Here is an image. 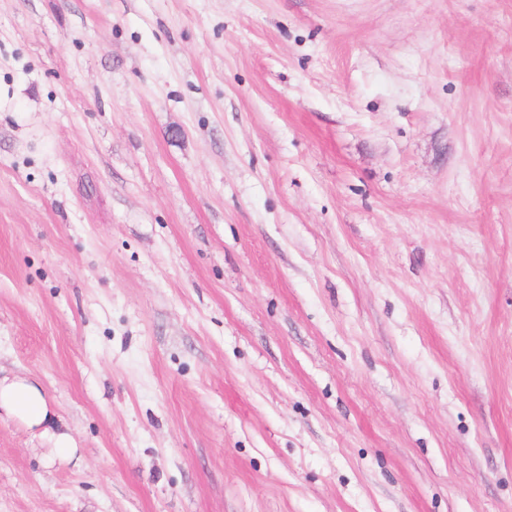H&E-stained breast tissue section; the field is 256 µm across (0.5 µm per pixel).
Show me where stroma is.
<instances>
[{
	"instance_id": "1",
	"label": "stroma",
	"mask_w": 512,
	"mask_h": 512,
	"mask_svg": "<svg viewBox=\"0 0 512 512\" xmlns=\"http://www.w3.org/2000/svg\"><path fill=\"white\" fill-rule=\"evenodd\" d=\"M0 512H512V0H0ZM2 407L30 427H42L51 420L41 389L25 378L0 376V409Z\"/></svg>"
}]
</instances>
